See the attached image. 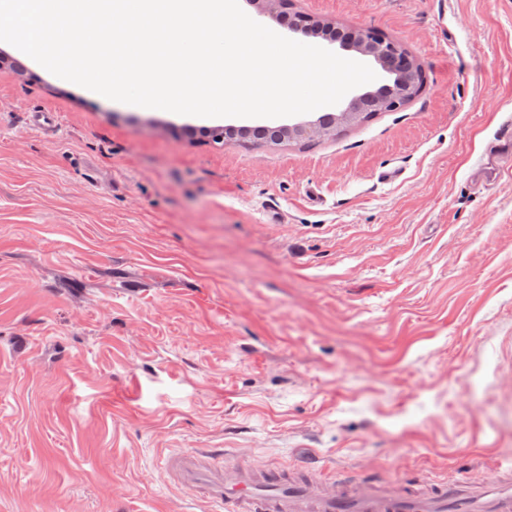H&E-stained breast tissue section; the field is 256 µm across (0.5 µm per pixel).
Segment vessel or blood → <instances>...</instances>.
Segmentation results:
<instances>
[{"instance_id": "vessel-or-blood-1", "label": "vessel or blood", "mask_w": 512, "mask_h": 512, "mask_svg": "<svg viewBox=\"0 0 512 512\" xmlns=\"http://www.w3.org/2000/svg\"><path fill=\"white\" fill-rule=\"evenodd\" d=\"M165 464L177 485L209 497L221 512H512L508 462L471 481L422 487L369 472L330 471L316 459L289 467L220 464L195 448L168 455Z\"/></svg>"}]
</instances>
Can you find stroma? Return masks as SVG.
Returning a JSON list of instances; mask_svg holds the SVG:
<instances>
[{
	"label": "stroma",
	"mask_w": 512,
	"mask_h": 512,
	"mask_svg": "<svg viewBox=\"0 0 512 512\" xmlns=\"http://www.w3.org/2000/svg\"><path fill=\"white\" fill-rule=\"evenodd\" d=\"M296 4L401 41L422 93L219 147L0 42V512H217L181 448L410 483L512 461V166L475 175L512 0ZM237 137L261 142L269 146H278L288 140V144H298L309 138V133L302 126L279 127L264 134L255 133L252 128L236 131Z\"/></svg>",
	"instance_id": "35a3bbf8"
}]
</instances>
